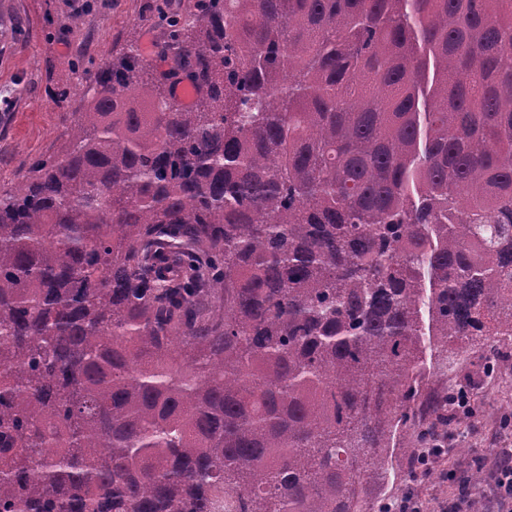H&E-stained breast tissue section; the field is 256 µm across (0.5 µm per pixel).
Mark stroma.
I'll use <instances>...</instances> for the list:
<instances>
[{"label":"stroma","mask_w":512,"mask_h":512,"mask_svg":"<svg viewBox=\"0 0 512 512\" xmlns=\"http://www.w3.org/2000/svg\"><path fill=\"white\" fill-rule=\"evenodd\" d=\"M194 0H0V187L9 186L25 173L30 162L56 152L68 124L65 115L82 111L86 99L85 77L111 59L113 52L130 38L140 44L162 42L169 19L189 12ZM88 20L80 30L71 25L73 16ZM147 24H139V17ZM68 86L61 102L53 94ZM502 379L484 376L478 362L448 371L432 350H424L419 374L422 394L434 396L471 382V406L478 416L475 428L453 440L441 467L448 481L430 477L413 481L408 460L400 448L407 436L397 428L389 452L397 480L384 497L400 498L416 489L420 512H440L439 502L453 499L467 487L472 471H480L483 485H490L489 449L501 447L498 422L512 416V359L501 363Z\"/></svg>","instance_id":"obj_1"}]
</instances>
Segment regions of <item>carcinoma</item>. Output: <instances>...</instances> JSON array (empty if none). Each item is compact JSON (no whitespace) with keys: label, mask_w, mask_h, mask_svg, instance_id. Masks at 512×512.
I'll return each mask as SVG.
<instances>
[{"label":"carcinoma","mask_w":512,"mask_h":512,"mask_svg":"<svg viewBox=\"0 0 512 512\" xmlns=\"http://www.w3.org/2000/svg\"><path fill=\"white\" fill-rule=\"evenodd\" d=\"M160 51L0 189V512H383L424 336L512 356V0H195Z\"/></svg>","instance_id":"cac0c4a2"}]
</instances>
